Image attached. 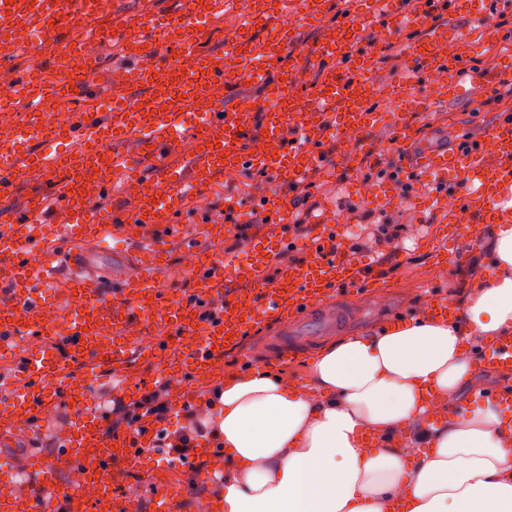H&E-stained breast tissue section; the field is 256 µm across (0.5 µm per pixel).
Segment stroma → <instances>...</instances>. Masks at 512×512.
<instances>
[{
  "instance_id": "stroma-1",
  "label": "stroma",
  "mask_w": 512,
  "mask_h": 512,
  "mask_svg": "<svg viewBox=\"0 0 512 512\" xmlns=\"http://www.w3.org/2000/svg\"><path fill=\"white\" fill-rule=\"evenodd\" d=\"M478 28L479 23L473 16L459 14L453 19L451 33L469 46L472 57L479 61L480 71H487L490 66L500 65L512 57V46H505L501 41H482L477 34ZM416 33V28L410 27L391 40L375 43L376 77L380 82L393 83L404 77V57ZM464 90L461 97L413 115L412 120L422 138L444 145L450 134L462 131L476 139L498 123L500 113L512 110V91L505 85L490 90L468 82ZM364 181L365 172L361 169L354 175L334 179L319 174L314 179L308 202L315 210L323 204H331L337 214L354 221L352 237L358 244L354 260L378 269L385 279L384 300H377L370 293L338 300L343 318L336 330L337 336L378 331L395 313L417 317L423 312L425 295L432 290L449 297L458 306H465L475 278L487 277L492 270L484 245H477L468 252L469 257L479 261L475 274H463L454 267L438 265L434 259L435 251L452 250L458 244L453 228L447 224L446 211L432 206L415 207L413 199L398 196L393 184L384 178L378 181L382 194L363 196L360 186ZM263 187V177L244 173L234 187L228 188L217 182L198 192L194 199L186 202L184 209L190 235L200 241L207 236L206 228L195 220L196 212L223 214L224 203L230 197L240 202L242 212H249ZM378 224L401 225L399 239L389 241L378 237L374 230ZM73 418L71 408L59 406L53 417L30 437L13 444H0V459H9L12 468L20 469L29 456L50 458L47 442L57 441L59 431Z\"/></svg>"
}]
</instances>
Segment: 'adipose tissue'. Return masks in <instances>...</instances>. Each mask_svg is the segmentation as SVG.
I'll list each match as a JSON object with an SVG mask.
<instances>
[{"instance_id":"1","label":"adipose tissue","mask_w":512,"mask_h":512,"mask_svg":"<svg viewBox=\"0 0 512 512\" xmlns=\"http://www.w3.org/2000/svg\"><path fill=\"white\" fill-rule=\"evenodd\" d=\"M494 273L459 321L431 317L345 336L313 359L301 388L256 369L225 380L212 422L224 448L223 512H512V440L489 400L429 424L473 370L468 336L512 332V223L488 242ZM380 439L368 448L365 430ZM421 458L406 464L401 446Z\"/></svg>"}]
</instances>
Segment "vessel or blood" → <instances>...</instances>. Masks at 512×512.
Wrapping results in <instances>:
<instances>
[{
	"mask_svg": "<svg viewBox=\"0 0 512 512\" xmlns=\"http://www.w3.org/2000/svg\"><path fill=\"white\" fill-rule=\"evenodd\" d=\"M181 15L159 21L152 0L140 13L112 8L110 0H0V63L11 65L15 91L30 109L0 115V197L16 181L34 190L22 218L0 220V353L26 340L17 368L0 374V440L28 433L61 403L74 418L60 435L53 460L30 457L34 482L0 481V512H140L139 493L121 488L126 472L141 471L155 491L154 512H182L187 489L168 484L159 466L144 467V454L163 430L143 416L129 432L107 436L101 411L87 402L88 384L103 374L138 395L145 362L158 363V380H171L170 399L189 402L186 381L214 390L224 383V353L254 332L275 328V360L297 358L299 344L312 342L341 319L331 305L334 292L379 288L373 270L359 268L336 241L339 219L324 208L312 221L305 259L282 268L273 282L264 270L293 242V207L283 190L323 169V146L335 134L338 164L354 171L361 162L351 135L365 136L378 114L373 99L393 101L399 112L391 131L403 155L428 183L465 180L470 190L454 198L424 192L421 204L447 206L452 224L512 222V123L489 129L467 150L421 141L403 121L404 112L427 111L428 100L412 94L415 81L448 93V80L469 67L460 39L437 21L441 0H279L261 10L255 0H185ZM337 21H329L330 12ZM110 23H97L100 14ZM240 17L223 52L199 45L201 27ZM69 35L60 37L57 22ZM425 32L407 55V78L389 85L375 78L376 59L365 40H385L406 24ZM274 25L275 35L258 40L255 26ZM313 28L318 39L305 61H287L298 32ZM115 38L125 58L100 86L83 77L99 69L85 54L87 37ZM27 57L24 67L13 62ZM265 86L259 102L235 100L246 83ZM70 113L52 122L54 111ZM203 120L189 123L193 112ZM261 132H253L254 124ZM135 143L150 176L131 168L125 143ZM262 172L273 186L257 202L266 231L245 237L248 261L222 247L224 220L198 215L210 231L207 243L184 238L183 205L189 195L215 181L236 183L244 169ZM122 207L95 209L110 194ZM135 246L140 271L104 283L91 271L107 252V236ZM183 238L190 286L172 295L162 288L171 239ZM66 248V276L52 261ZM236 289H228V282ZM212 310L194 322L192 312ZM428 316L455 318L450 300L430 292ZM474 369L498 374L491 400L512 436V334L467 344ZM204 461L215 479L224 476V450L202 443L183 468ZM68 482H60L59 471Z\"/></svg>",
	"mask_w": 512,
	"mask_h": 512,
	"instance_id": "b4317fda",
	"label": "vessel or blood"
}]
</instances>
